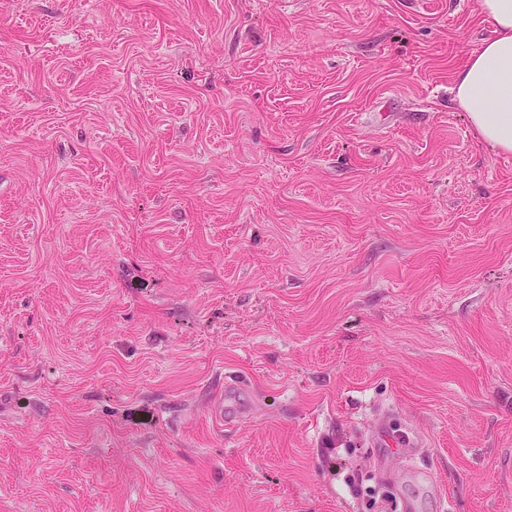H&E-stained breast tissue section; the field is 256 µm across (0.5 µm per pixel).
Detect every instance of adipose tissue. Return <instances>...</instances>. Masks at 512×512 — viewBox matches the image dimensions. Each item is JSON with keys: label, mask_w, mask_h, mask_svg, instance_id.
Here are the masks:
<instances>
[{"label": "adipose tissue", "mask_w": 512, "mask_h": 512, "mask_svg": "<svg viewBox=\"0 0 512 512\" xmlns=\"http://www.w3.org/2000/svg\"><path fill=\"white\" fill-rule=\"evenodd\" d=\"M493 36L457 70L451 92L483 144L512 154V0H478Z\"/></svg>", "instance_id": "obj_1"}]
</instances>
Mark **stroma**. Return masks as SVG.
<instances>
[{
    "label": "stroma",
    "mask_w": 512,
    "mask_h": 512,
    "mask_svg": "<svg viewBox=\"0 0 512 512\" xmlns=\"http://www.w3.org/2000/svg\"><path fill=\"white\" fill-rule=\"evenodd\" d=\"M492 33L0 0V512H512V155L450 92ZM376 445L384 444L388 448H398L401 453L406 469H412V461L420 454L422 443L415 437L410 430L401 432H392L383 428L374 437Z\"/></svg>",
    "instance_id": "stroma-1"
}]
</instances>
